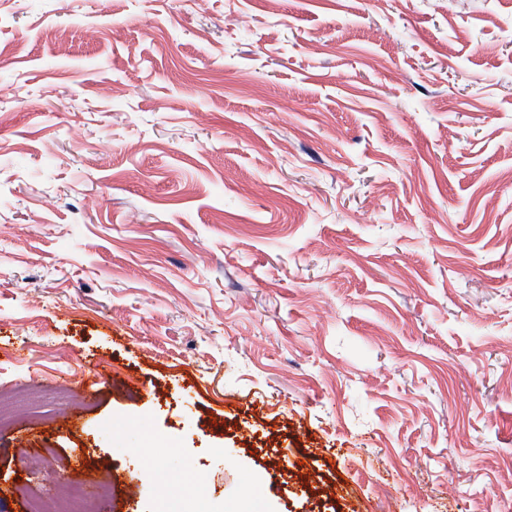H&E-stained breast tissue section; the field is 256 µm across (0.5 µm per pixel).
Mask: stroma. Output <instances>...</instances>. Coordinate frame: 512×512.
<instances>
[{
  "instance_id": "obj_1",
  "label": "stroma",
  "mask_w": 512,
  "mask_h": 512,
  "mask_svg": "<svg viewBox=\"0 0 512 512\" xmlns=\"http://www.w3.org/2000/svg\"><path fill=\"white\" fill-rule=\"evenodd\" d=\"M510 174L512 0H0V512H512Z\"/></svg>"
}]
</instances>
